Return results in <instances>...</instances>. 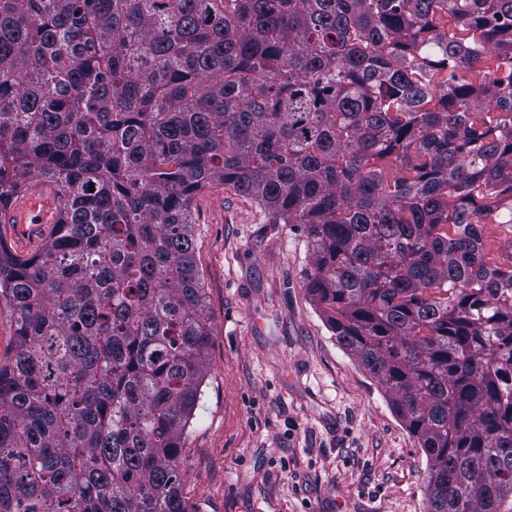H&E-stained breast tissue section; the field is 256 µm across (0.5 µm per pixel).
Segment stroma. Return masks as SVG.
<instances>
[{
	"mask_svg": "<svg viewBox=\"0 0 512 512\" xmlns=\"http://www.w3.org/2000/svg\"><path fill=\"white\" fill-rule=\"evenodd\" d=\"M192 212L213 336L184 496L201 512H427L416 438L307 294L302 226L220 186ZM58 214L53 188L30 179L0 234L34 253Z\"/></svg>",
	"mask_w": 512,
	"mask_h": 512,
	"instance_id": "1",
	"label": "stroma"
}]
</instances>
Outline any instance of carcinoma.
<instances>
[{"label": "carcinoma", "instance_id": "cac0c4a2", "mask_svg": "<svg viewBox=\"0 0 512 512\" xmlns=\"http://www.w3.org/2000/svg\"><path fill=\"white\" fill-rule=\"evenodd\" d=\"M479 37L477 49L461 45ZM0 512H200L212 329L191 206L303 226L305 288L427 458L429 512H512V0H0ZM59 208L53 188L40 178H31L25 193L0 212V231L14 251L32 254L48 236ZM14 325L7 306L0 304V362L8 361L14 354Z\"/></svg>", "mask_w": 512, "mask_h": 512}]
</instances>
